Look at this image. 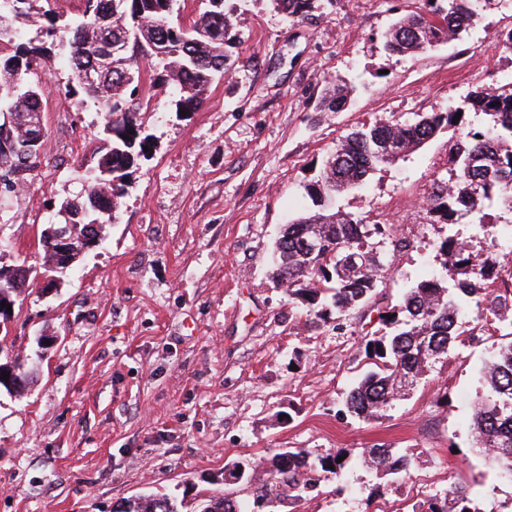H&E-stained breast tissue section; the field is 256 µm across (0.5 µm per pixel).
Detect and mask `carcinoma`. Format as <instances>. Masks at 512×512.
Wrapping results in <instances>:
<instances>
[{
	"label": "carcinoma",
	"instance_id": "carcinoma-1",
	"mask_svg": "<svg viewBox=\"0 0 512 512\" xmlns=\"http://www.w3.org/2000/svg\"><path fill=\"white\" fill-rule=\"evenodd\" d=\"M82 20L68 32V62L79 92L97 105L101 119L97 161L75 169L82 194L62 199L58 211L81 213L73 224L75 234L116 219L121 199L144 147H153L152 135L143 127L142 114L156 109L152 90L172 84L177 90L175 111L195 112L212 82L228 71L225 46L232 39V18L226 0H202L206 7L184 19L186 0H83ZM290 20H299L318 7V0H273ZM38 0H0V179L10 174L15 196L28 177L41 167L34 156L22 165L19 150L31 124L45 112L41 88L26 80L50 58L45 41L26 39V28L40 23V32L55 37L60 17L37 8ZM472 0H448L443 9L431 0L427 14H411L397 21L386 35L391 54L413 55L457 38L473 25L478 13ZM85 71L100 74L97 85L82 82ZM348 88L336 86L320 102L322 112H342L349 105ZM491 117L488 131H468L450 142L455 165L452 181L437 186L428 197L430 218L456 224L463 218L477 223L485 208L501 204L512 210V87L479 86L464 97V106L432 112L413 123L377 121L352 133L336 146L323 164L318 179L306 192L322 211L301 216L285 225L273 253L276 283H286L288 302L306 305L307 321L326 324L341 321L347 312L361 319L376 318L393 327L388 336L362 343L369 370L347 394L346 411L370 417L393 405L404 391L416 385L431 365L448 356L472 335L462 321L464 309L475 307L477 318L512 326V272L489 281V259L470 251L453 235L440 243L444 268L456 275L451 286L431 277L408 289L398 304L383 307L376 301L381 265L370 245L389 239L394 249L406 241L393 238L391 224H359L333 209L340 190L358 187L380 164L390 161L386 144L405 156L432 139L442 129L461 123L456 114L465 110ZM322 243L312 249L310 240ZM488 394L473 413L475 447L490 466L512 476V342L503 345L484 366ZM327 455L309 461L301 448L275 453L262 477L243 480L253 492L251 505L231 493L213 495L202 512H260L268 497L278 500L308 495L320 486L314 476H340L343 464ZM364 463L377 471L399 474L413 465V457L384 446L364 453ZM470 492L451 484L444 497H434L413 512H471ZM123 512H178L176 500L166 493H150L126 500Z\"/></svg>",
	"mask_w": 512,
	"mask_h": 512
}]
</instances>
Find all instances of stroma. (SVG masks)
I'll return each instance as SVG.
<instances>
[{"instance_id":"35a3bbf8","label":"stroma","mask_w":512,"mask_h":512,"mask_svg":"<svg viewBox=\"0 0 512 512\" xmlns=\"http://www.w3.org/2000/svg\"><path fill=\"white\" fill-rule=\"evenodd\" d=\"M229 6L237 40L228 76L186 114L172 86L156 88L159 107L144 117L154 149L102 244L56 288H30L15 302L0 349L37 370L24 392L0 389V512H115L155 488L193 512L221 491L227 462L263 464L285 448L313 459L338 452L344 467L277 512H373L380 502L411 512L452 483L470 489L472 512H512V481L487 467L470 430L479 371L506 344V326L477 328L404 399L357 418L342 401L366 369L359 317L340 332L311 326L269 263L281 227L313 210L306 186L350 132L411 122L461 105L477 86L512 82V50L499 43L512 11L484 9L461 39L411 58L386 53L383 35L397 17L428 10L427 0H320L296 22L270 0ZM68 51L58 32L49 62L29 76L47 97V160L0 214L6 266H40L50 203L78 191L75 166L94 162L100 117L71 89ZM341 80L349 108L318 111ZM451 136L441 130L337 199L407 243L376 246L384 303L439 270V244L453 234L512 270L503 244L511 211L453 225L426 212L452 174ZM42 335L53 339L44 350ZM383 443L413 455L409 471L362 464Z\"/></svg>"}]
</instances>
